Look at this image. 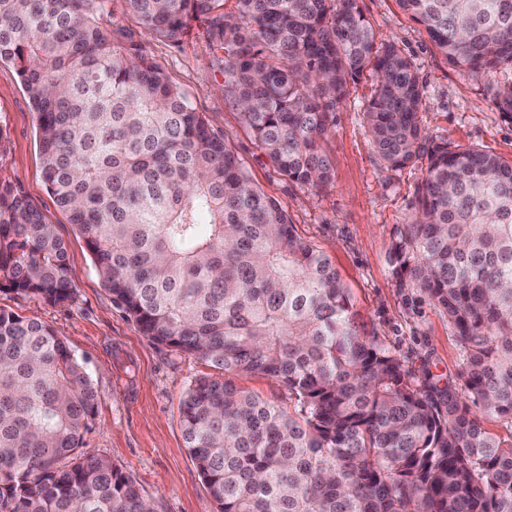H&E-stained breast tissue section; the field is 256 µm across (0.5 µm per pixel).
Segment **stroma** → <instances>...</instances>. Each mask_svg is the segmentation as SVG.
<instances>
[{
  "mask_svg": "<svg viewBox=\"0 0 512 512\" xmlns=\"http://www.w3.org/2000/svg\"><path fill=\"white\" fill-rule=\"evenodd\" d=\"M359 5L379 38L395 42L411 59L424 87V133L452 149H479L512 161V121L494 104L503 75L475 78L448 64L396 0H359ZM207 43L206 26L196 21L181 47L153 39L148 48L223 135L249 179L286 211L300 236L330 257L351 292L362 331L378 337L415 371L443 381L458 378L461 348L447 318L425 293L397 288L391 274L390 247L414 218L425 164L391 170L379 157L363 114L372 78L351 87L337 104L324 144L333 161L332 182L315 190L273 170L225 99ZM1 179L21 190L67 245L73 283L67 304L54 306L1 290L0 308L51 326L85 367L99 402L83 433V452L108 458L136 483L155 512H216L184 444L181 415L191 382L214 370L156 344L113 306L82 236L44 184L36 114L15 68L3 62Z\"/></svg>",
  "mask_w": 512,
  "mask_h": 512,
  "instance_id": "stroma-1",
  "label": "stroma"
}]
</instances>
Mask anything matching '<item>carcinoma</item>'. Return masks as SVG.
<instances>
[{
	"label": "carcinoma",
	"mask_w": 512,
	"mask_h": 512,
	"mask_svg": "<svg viewBox=\"0 0 512 512\" xmlns=\"http://www.w3.org/2000/svg\"><path fill=\"white\" fill-rule=\"evenodd\" d=\"M0 0V61L36 113L48 191L112 302L152 341L226 375L181 405L186 448L217 512H512V161L423 133V86L359 0ZM448 62L512 71V0H398ZM207 26L221 89L273 169L322 188L336 105L365 71L374 147L390 169L427 158L416 216L390 249L399 288L448 318L462 353L444 385L361 334L329 259L245 174L224 137L147 49ZM498 110L512 119V80ZM0 289L72 297L55 226L0 181ZM260 374L288 407L239 388ZM98 391L54 329L0 308V512H149L82 433ZM480 417L481 424L486 431L496 436L505 444L512 442V426L510 420L484 414H480Z\"/></svg>",
	"instance_id": "1"
}]
</instances>
